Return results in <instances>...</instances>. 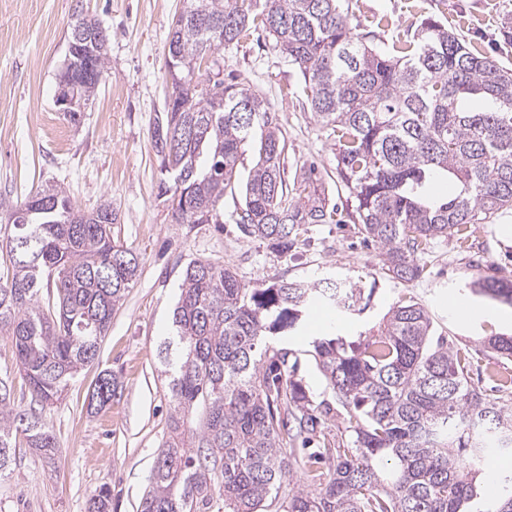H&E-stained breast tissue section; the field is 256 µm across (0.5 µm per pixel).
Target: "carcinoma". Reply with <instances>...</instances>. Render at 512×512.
<instances>
[{"label": "carcinoma", "instance_id": "carcinoma-1", "mask_svg": "<svg viewBox=\"0 0 512 512\" xmlns=\"http://www.w3.org/2000/svg\"><path fill=\"white\" fill-rule=\"evenodd\" d=\"M167 44L168 103L152 142L179 224H217L228 192L240 191L242 231L288 251L298 224L335 220L320 198L302 200L282 167L287 140L264 98L238 84L217 96L202 71L213 50L260 28L295 65L313 118L336 138V172L355 198L360 232L381 250L388 276L410 283L417 255L440 238L464 241L512 207V68L424 19L409 42L385 49L352 31L349 0H183ZM223 24L224 40L213 27ZM86 57L67 54L58 85ZM251 152L246 179L237 169ZM454 187L434 197L428 182ZM10 267L0 277V335L11 339L30 402L21 409L0 377V478L24 441L46 455L56 441L43 418L70 382L99 364L112 313L136 280L138 257L112 240V201L76 208L58 185L24 201L0 198ZM473 290L512 305V280L486 276ZM361 293L301 282L250 287L233 268L193 260L160 347L173 367V413L140 512H474L485 463L512 454V406L469 381L471 356L433 336L414 299L393 307L377 331L354 342L319 336L309 353L347 411L349 448L296 447L314 431L310 399L288 349L269 340L297 331L310 304L355 310ZM485 351L512 358V336ZM118 388L101 371L88 410ZM329 463L317 491L281 497L283 481ZM85 512H112V492L89 495Z\"/></svg>", "mask_w": 512, "mask_h": 512}]
</instances>
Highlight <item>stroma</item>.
I'll return each mask as SVG.
<instances>
[{
  "label": "stroma",
  "mask_w": 512,
  "mask_h": 512,
  "mask_svg": "<svg viewBox=\"0 0 512 512\" xmlns=\"http://www.w3.org/2000/svg\"><path fill=\"white\" fill-rule=\"evenodd\" d=\"M183 0H0V198L23 201L44 184L63 186L85 211L111 199L112 237L132 249L139 271L112 315L100 344L98 366L83 370L61 403L45 413L55 438L54 459L17 447L8 478L0 480V512H85L88 496L112 491V512H138L173 405L158 352L170 335L171 312L183 272L195 259L233 266L247 285L279 280L349 281L370 301L363 313L323 306L296 335L299 377L314 403L323 405L311 447L349 444L348 414L307 355L314 337L353 338L379 325L402 298L429 311L434 332L466 344L474 357L471 382L490 390L486 338L512 336V306L474 295L472 278L512 279V209L471 227L467 242L436 240L418 262L422 276L404 283L385 275L377 245L358 234L355 201L336 175V146L312 117L298 69L264 31L211 54L210 76H236L265 98L288 137L289 175L307 176V189L337 210L333 224H305L288 252L244 236L236 224L239 203L225 196L221 225L178 224L152 144V131L169 89L165 45ZM355 34L370 43L411 39L427 17L441 20L467 44L512 66V0H350ZM98 19L109 34L108 68L79 122L56 104L58 75L77 14ZM118 382L112 402L88 411L99 371Z\"/></svg>",
  "instance_id": "35a3bbf8"
}]
</instances>
